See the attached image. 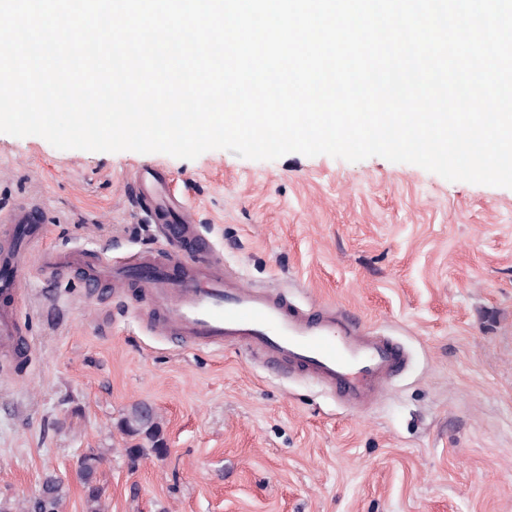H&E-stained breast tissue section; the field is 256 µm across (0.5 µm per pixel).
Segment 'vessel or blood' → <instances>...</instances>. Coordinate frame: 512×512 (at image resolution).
Wrapping results in <instances>:
<instances>
[{"mask_svg": "<svg viewBox=\"0 0 512 512\" xmlns=\"http://www.w3.org/2000/svg\"><path fill=\"white\" fill-rule=\"evenodd\" d=\"M136 184L139 198L151 200L156 221L164 227V248L131 265L113 263L107 256L90 258L82 251L51 250L41 256L42 271L64 275L80 270L92 289L105 283L140 289L158 313L161 335L179 336L196 346L241 344L267 363L307 373L351 408L372 405L402 369L406 352L390 336L332 307L307 313L286 296L255 290L239 275L225 272L214 246L199 240L191 209L167 194L159 172L138 175ZM27 213L18 208L7 220L12 245L0 252V296H22L27 244L42 231L41 225L23 223ZM0 348H30L11 305L0 307Z\"/></svg>", "mask_w": 512, "mask_h": 512, "instance_id": "1", "label": "vessel or blood"}]
</instances>
